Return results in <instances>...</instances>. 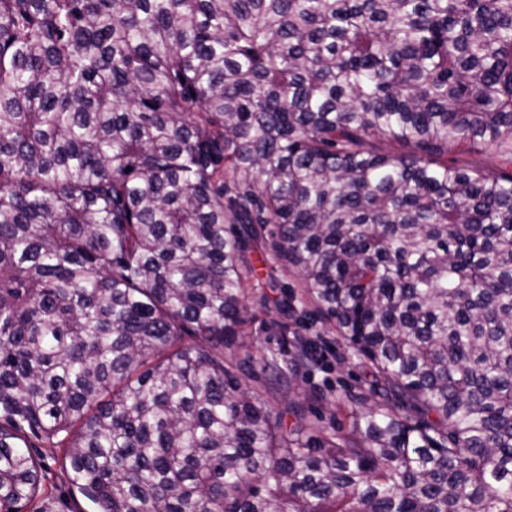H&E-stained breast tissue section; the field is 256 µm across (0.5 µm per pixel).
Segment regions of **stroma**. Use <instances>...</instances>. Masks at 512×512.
Segmentation results:
<instances>
[{"label":"stroma","mask_w":512,"mask_h":512,"mask_svg":"<svg viewBox=\"0 0 512 512\" xmlns=\"http://www.w3.org/2000/svg\"><path fill=\"white\" fill-rule=\"evenodd\" d=\"M300 292L303 284L296 270H289L280 277L278 288L266 289L264 295H252L249 309L254 320L249 334L242 345L228 349L227 354L241 366L243 378L250 392L262 395L273 412L281 415L287 426H296V418L288 410V398L304 402L317 417L318 426L330 433L347 430L346 413L336 405L337 395L360 392L363 372L355 357L338 344L335 336H317L316 328L310 322L289 324L287 330L277 326L281 316L276 302L281 288ZM319 338L321 345L329 346L330 351L324 361L318 362L310 371L299 375L291 392L276 390L273 375L262 363V355L267 350H293L297 338ZM37 455L48 466L45 481L49 497L45 505L47 512H88V501L78 492L72 491L67 473L54 458L56 449L48 444H39Z\"/></svg>","instance_id":"obj_1"}]
</instances>
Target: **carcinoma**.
Returning a JSON list of instances; mask_svg holds the SVG:
<instances>
[{
  "label": "carcinoma",
  "mask_w": 512,
  "mask_h": 512,
  "mask_svg": "<svg viewBox=\"0 0 512 512\" xmlns=\"http://www.w3.org/2000/svg\"><path fill=\"white\" fill-rule=\"evenodd\" d=\"M255 250L343 437L224 357ZM32 437L91 512H512V0H0L6 512Z\"/></svg>",
  "instance_id": "carcinoma-1"
}]
</instances>
